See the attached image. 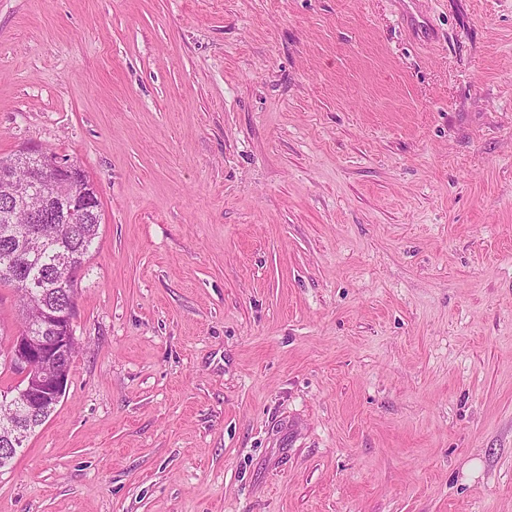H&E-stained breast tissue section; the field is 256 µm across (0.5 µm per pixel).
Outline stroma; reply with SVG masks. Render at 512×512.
Listing matches in <instances>:
<instances>
[{
    "instance_id": "35a3bbf8",
    "label": "stroma",
    "mask_w": 512,
    "mask_h": 512,
    "mask_svg": "<svg viewBox=\"0 0 512 512\" xmlns=\"http://www.w3.org/2000/svg\"><path fill=\"white\" fill-rule=\"evenodd\" d=\"M102 223L0 512H512V0H0V155ZM2 178L10 183L9 203L5 206L10 214L23 209L34 195L39 194L46 201L50 190L61 178L69 179L79 188V193L68 204L70 209L89 208L95 212L99 211L97 188L86 182L84 173L79 169L57 158L44 159L41 165L26 168L25 177L21 181L16 180L12 174L8 176L3 174Z\"/></svg>"
}]
</instances>
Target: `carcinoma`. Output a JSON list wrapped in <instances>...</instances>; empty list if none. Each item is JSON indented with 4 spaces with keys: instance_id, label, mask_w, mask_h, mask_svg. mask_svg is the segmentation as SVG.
<instances>
[{
    "instance_id": "carcinoma-1",
    "label": "carcinoma",
    "mask_w": 512,
    "mask_h": 512,
    "mask_svg": "<svg viewBox=\"0 0 512 512\" xmlns=\"http://www.w3.org/2000/svg\"><path fill=\"white\" fill-rule=\"evenodd\" d=\"M34 156L15 153L0 157V173L9 171L18 177L25 173L26 161ZM98 218L92 213L77 215L74 223L11 224L0 214V284L17 288L23 326L34 334L42 333L44 306L65 308L77 301L78 277L92 253L98 235ZM76 259V277L58 279L53 267L62 254ZM23 404L0 411V448L17 430L31 434L50 417L55 405H45L31 416L22 412Z\"/></svg>"
}]
</instances>
